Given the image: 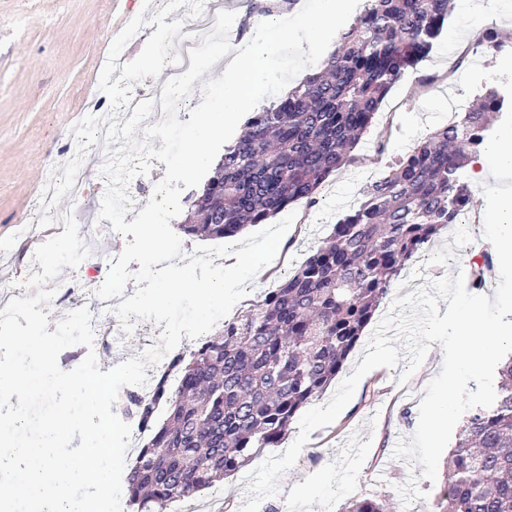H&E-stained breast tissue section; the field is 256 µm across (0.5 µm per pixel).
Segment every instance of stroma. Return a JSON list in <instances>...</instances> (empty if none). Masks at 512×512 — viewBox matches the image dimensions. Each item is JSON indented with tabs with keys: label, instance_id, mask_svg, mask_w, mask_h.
I'll return each mask as SVG.
<instances>
[{
	"label": "stroma",
	"instance_id": "35a3bbf8",
	"mask_svg": "<svg viewBox=\"0 0 512 512\" xmlns=\"http://www.w3.org/2000/svg\"><path fill=\"white\" fill-rule=\"evenodd\" d=\"M143 0H0V283L24 281L30 275L31 256L14 235L21 225L37 233L34 215L43 185L44 168L61 165L74 153L73 126L101 99L99 78L110 45ZM458 15L445 23L428 53L393 86L373 122L351 153L316 192L315 205L293 204L297 219L281 242L278 268L246 283L240 308L263 300L284 273L292 272L329 235L344 214L357 209L363 191L383 177L392 163L445 126L456 113L471 106L491 85L512 90V17L486 18L482 31H492L500 51L473 54L476 39L447 48L446 34L458 24ZM102 198L92 194L75 201L63 197L61 210H72L78 225L96 229L89 248L105 257L122 252L127 240L100 219ZM483 210L472 212L465 224L442 229L408 262L396 278L362 337L344 362L339 375L352 374L362 361L369 337L396 297L429 282L474 270L494 247L483 238ZM162 329L147 321L131 334L112 339L110 353H97L100 369L120 364L156 345ZM408 365L377 368L359 383L352 401L331 425L310 435L297 463L279 482L280 495L263 499L258 512L282 507L283 512H345L356 498L386 501L390 512H435L448 485L447 468L439 466L436 481L423 479L422 466L395 458L400 439L415 432L419 404L427 384L443 365L440 343H433L424 362L409 379ZM420 478L423 499L404 508L396 490L410 475ZM309 489L299 498L293 487ZM242 474L225 478L194 499L170 504L167 512H236L245 503Z\"/></svg>",
	"mask_w": 512,
	"mask_h": 512
}]
</instances>
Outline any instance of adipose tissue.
I'll use <instances>...</instances> for the list:
<instances>
[{
    "label": "adipose tissue",
    "mask_w": 512,
    "mask_h": 512,
    "mask_svg": "<svg viewBox=\"0 0 512 512\" xmlns=\"http://www.w3.org/2000/svg\"><path fill=\"white\" fill-rule=\"evenodd\" d=\"M353 6L354 0H319L316 13L301 17L294 24L278 15L250 20L248 38L237 45L225 67L224 109L208 113L202 119L185 155V167L197 170L210 165L202 144L221 126L225 114L263 106L266 96L263 78L276 55L286 52L295 55L302 64H313L324 49L323 34L338 29L345 13ZM470 168L479 183L490 171L512 169V125L500 127L496 138L471 161Z\"/></svg>",
    "instance_id": "obj_1"
}]
</instances>
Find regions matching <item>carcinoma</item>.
I'll list each match as a JSON object with an SVG mask.
<instances>
[{
    "instance_id": "carcinoma-1",
    "label": "carcinoma",
    "mask_w": 512,
    "mask_h": 512,
    "mask_svg": "<svg viewBox=\"0 0 512 512\" xmlns=\"http://www.w3.org/2000/svg\"><path fill=\"white\" fill-rule=\"evenodd\" d=\"M450 3L369 0L317 72L249 113L202 194L189 199L178 233L235 237L298 201L314 204L386 94L430 51ZM505 104L498 88H487L366 186L360 206L262 304L170 355L150 394H123L119 407L144 429L125 477L135 512H165L278 447L297 413L336 378L407 262L478 208L464 169ZM498 376L494 404L470 413L448 457L441 512H512V355ZM346 512L385 505L364 498Z\"/></svg>"
}]
</instances>
